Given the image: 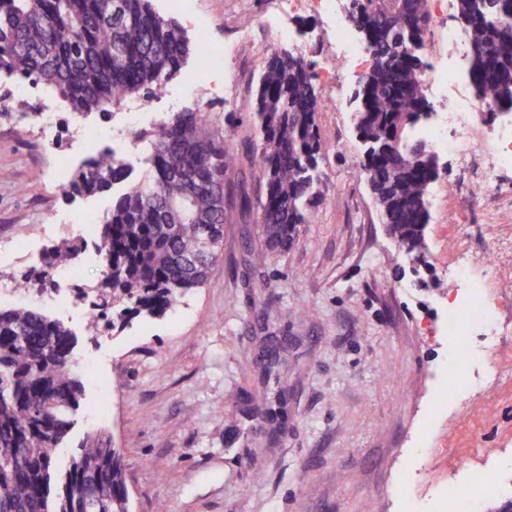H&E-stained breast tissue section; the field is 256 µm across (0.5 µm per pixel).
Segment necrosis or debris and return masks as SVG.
I'll return each instance as SVG.
<instances>
[{"instance_id": "1", "label": "necrosis or debris", "mask_w": 512, "mask_h": 512, "mask_svg": "<svg viewBox=\"0 0 512 512\" xmlns=\"http://www.w3.org/2000/svg\"><path fill=\"white\" fill-rule=\"evenodd\" d=\"M167 2L172 9L192 18L198 38L206 42L205 48L198 54L193 68L185 79V94H195L201 88L208 89L215 95L231 92L239 79L236 67L239 50L252 36L248 21H241L238 25L236 38L218 46L209 43L207 26L195 20L194 0ZM343 6L344 0H278V40H293L294 31L290 28L288 20L299 12H307L318 19L320 31L330 46V54L326 61L318 64L316 74L326 83L335 82L338 74L358 68L362 64V48L349 35ZM443 42L448 48L447 56L433 59L427 64L423 81L425 88L431 93L451 95L452 104L438 123L422 129L421 137L442 153L451 155L462 166L469 165L478 153L494 151L495 166L481 170L478 177L483 192H491L497 187L499 169L512 168V126L500 130L489 144L475 138L469 132L471 115L484 112L486 106L459 88V65L467 51L463 31L448 27ZM157 121V115L152 112H125L113 117L109 122L82 126L81 140L88 151H98L101 144L108 142L112 145L113 155H125L129 152L131 135L144 127L156 124ZM68 228L81 242L83 250L76 255L70 266H54L50 268L49 273L60 288L73 290L79 286L78 273L86 258L84 250L86 247L95 246L96 236L93 226L89 224L72 221L69 222ZM466 269V264L462 263L453 271L454 276L463 282L464 287L450 302L443 323L446 335L468 345L464 354L452 357L448 361L446 371L455 375L458 383L456 386L442 389L441 396L446 400L453 399L459 387L466 385L470 380V370L479 360L477 349L468 344L471 329L473 325L478 324L480 317L489 313L484 303L482 283L469 278Z\"/></svg>"}]
</instances>
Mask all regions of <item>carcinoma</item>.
<instances>
[{
    "mask_svg": "<svg viewBox=\"0 0 512 512\" xmlns=\"http://www.w3.org/2000/svg\"><path fill=\"white\" fill-rule=\"evenodd\" d=\"M353 19L372 39L375 59L358 94L356 122L367 140L389 151L362 164L382 223L408 254L420 256L429 223L427 197L438 177L431 148L403 139L426 102L421 59L401 47L420 37L413 19L427 0H354ZM469 16L468 75L476 97L496 112L512 109V0H487L501 18L493 31L470 0H456ZM182 27L157 13L151 0H0V70L44 85L78 115L108 108L141 90H156L180 73L192 51ZM311 65L277 52L266 56L253 94L250 134L206 112L185 109L136 136L149 142L144 178L128 183L118 158H91L68 192L93 195L116 184L126 189L98 225L102 276L93 286L99 316L125 323L164 316L201 287L219 266L224 246V176L241 175L235 204L242 223L262 220L255 266L292 247L318 197L322 109ZM259 158L252 198L245 166ZM80 244L45 250L46 264L68 265ZM75 334L35 309L0 307V512H131L121 449L97 434L60 470L55 451L68 438L84 384L75 369Z\"/></svg>",
    "mask_w": 512,
    "mask_h": 512,
    "instance_id": "1",
    "label": "carcinoma"
}]
</instances>
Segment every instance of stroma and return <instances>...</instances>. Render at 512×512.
Here are the masks:
<instances>
[{
    "label": "stroma",
    "instance_id": "35a3bbf8",
    "mask_svg": "<svg viewBox=\"0 0 512 512\" xmlns=\"http://www.w3.org/2000/svg\"><path fill=\"white\" fill-rule=\"evenodd\" d=\"M246 0H198L214 42L233 37ZM253 40L238 59L243 82L213 99L169 98L140 91L135 106L166 116L202 107L224 123L245 125L249 99L275 38L276 0H255ZM16 77L0 71L11 92L0 115V239L28 247L21 269L38 273L47 247L65 242L56 215L92 208L104 217L113 192L72 195L57 177L68 160L78 171L87 154L78 140L49 145L22 105L50 102L65 125L66 102L36 85L14 96ZM355 75L343 78L338 110L319 112V201L298 241L248 264L258 224L228 212L220 268L160 318H133L99 333L66 302L30 282L0 300L63 322L75 334L85 392L70 440L56 451L67 467L93 432L122 448L132 512H406L395 496L414 454L424 461L415 493L429 499L447 488L457 465L497 473L478 493L481 512L512 504V334L488 348L486 364L503 380L466 389L463 401L436 405L440 372L454 349L443 335V311L457 292L449 274L459 253L500 321L512 326V169L501 190L483 198L455 160L440 155L429 188L427 271L412 276L406 255L386 235L364 177L349 99ZM493 252V267L482 257Z\"/></svg>",
    "mask_w": 512,
    "mask_h": 512
}]
</instances>
